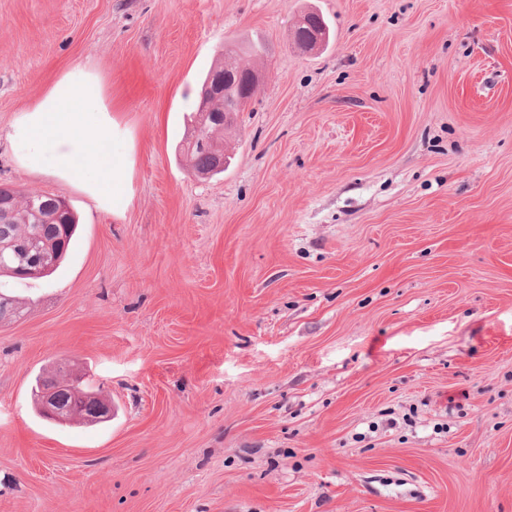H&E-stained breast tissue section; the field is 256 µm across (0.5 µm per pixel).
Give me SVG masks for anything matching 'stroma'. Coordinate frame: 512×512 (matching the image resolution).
I'll list each match as a JSON object with an SVG mask.
<instances>
[{
	"instance_id": "35a3bbf8",
	"label": "stroma",
	"mask_w": 512,
	"mask_h": 512,
	"mask_svg": "<svg viewBox=\"0 0 512 512\" xmlns=\"http://www.w3.org/2000/svg\"><path fill=\"white\" fill-rule=\"evenodd\" d=\"M228 41L267 53L203 178ZM79 63L131 167L112 214L5 137ZM1 183L78 226L0 277V512H512V0H0ZM62 358L110 422L39 414ZM238 76L233 71L226 68L224 73V83L211 85L210 82L206 84L202 90V109L203 111H214L213 104L219 103L220 118L224 120V125H230L234 122L237 112H241L242 108L248 102V99L238 97L235 98L231 95V91L234 85L237 83ZM224 102V107H223ZM203 112H199L198 108L195 112H192L187 123L190 126L194 123V126L201 125L202 130L209 138L215 141L220 146L224 144L218 137L219 132L224 133V125L215 124L210 119H203ZM199 127L193 130L187 141L190 143V149L195 145L199 149L208 150L213 153L215 157V165L218 169L224 167V153L221 148L208 140L204 133ZM224 147V146H223Z\"/></svg>"
}]
</instances>
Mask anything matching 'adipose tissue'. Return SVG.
<instances>
[{"mask_svg":"<svg viewBox=\"0 0 512 512\" xmlns=\"http://www.w3.org/2000/svg\"><path fill=\"white\" fill-rule=\"evenodd\" d=\"M7 138L20 165L49 171L88 192L105 211L126 200L127 172L113 150V128L98 76L77 65L21 111Z\"/></svg>","mask_w":512,"mask_h":512,"instance_id":"adipose-tissue-1","label":"adipose tissue"}]
</instances>
